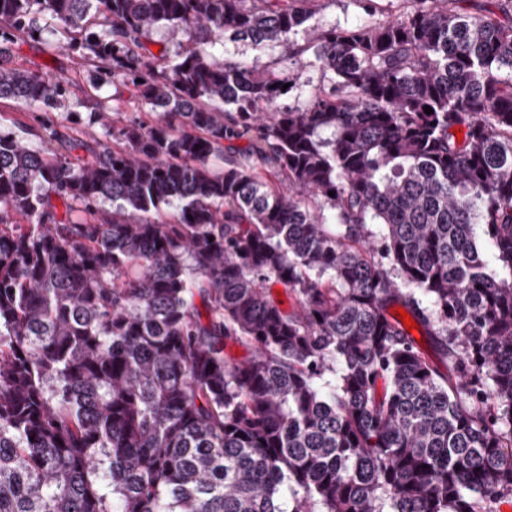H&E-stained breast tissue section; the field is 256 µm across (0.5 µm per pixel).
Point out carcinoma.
<instances>
[{"mask_svg":"<svg viewBox=\"0 0 512 512\" xmlns=\"http://www.w3.org/2000/svg\"><path fill=\"white\" fill-rule=\"evenodd\" d=\"M408 2L341 27L316 0H0V100L71 95L15 62L37 40L150 115L89 112L112 144L77 156L0 128V512L512 502V0ZM228 41L328 84L282 108L294 79ZM226 50L244 58L256 68L261 69L275 64L279 69L294 74L296 78L294 87L280 98L279 104L281 106L304 108L312 89L323 80L322 71L314 61L312 54L309 55L306 64L299 66L294 64L293 60L283 57L279 48L272 49L269 45L254 46L245 42H228L226 43Z\"/></svg>","mask_w":512,"mask_h":512,"instance_id":"carcinoma-1","label":"carcinoma"}]
</instances>
